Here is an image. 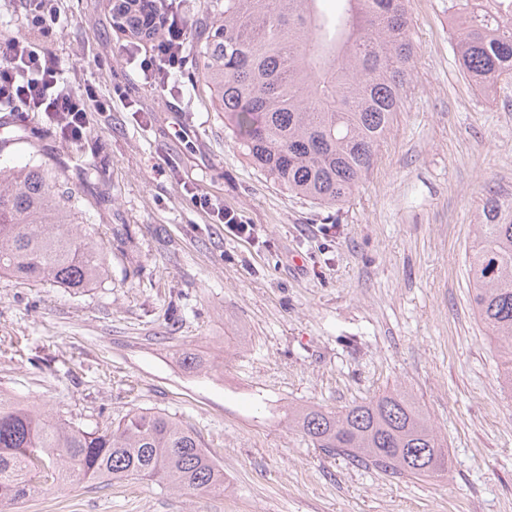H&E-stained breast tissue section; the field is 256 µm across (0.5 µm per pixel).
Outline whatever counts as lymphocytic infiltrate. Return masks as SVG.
Segmentation results:
<instances>
[{
	"instance_id": "1",
	"label": "lymphocytic infiltrate",
	"mask_w": 512,
	"mask_h": 512,
	"mask_svg": "<svg viewBox=\"0 0 512 512\" xmlns=\"http://www.w3.org/2000/svg\"><path fill=\"white\" fill-rule=\"evenodd\" d=\"M29 29L26 35L0 43V103L20 101L51 113L63 136L80 141L89 108L108 111V103L94 101L92 93L71 90L61 77L59 60L44 52L41 42L57 22L45 0H28ZM151 48L140 63L143 73H152L157 63L179 68L188 40L186 17L178 0H157L153 12Z\"/></svg>"
}]
</instances>
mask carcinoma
I'll return each instance as SVG.
<instances>
[{"instance_id": "carcinoma-1", "label": "carcinoma", "mask_w": 512, "mask_h": 512, "mask_svg": "<svg viewBox=\"0 0 512 512\" xmlns=\"http://www.w3.org/2000/svg\"><path fill=\"white\" fill-rule=\"evenodd\" d=\"M207 0L191 34L198 80L224 113L241 153L267 179L314 203L345 201L372 165L412 72L406 0ZM463 74L483 94L512 73V0H462ZM62 173L43 163L0 169V277L80 290L107 275L102 243ZM471 307L501 357L512 399V197L488 190L468 263ZM317 447L409 480L448 470L430 417L400 389L338 411L288 409ZM151 481L184 494H221L224 469L182 422L135 409L93 428L0 393V505L74 483Z\"/></svg>"}]
</instances>
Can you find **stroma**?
Returning a JSON list of instances; mask_svg holds the SVG:
<instances>
[{"mask_svg": "<svg viewBox=\"0 0 512 512\" xmlns=\"http://www.w3.org/2000/svg\"><path fill=\"white\" fill-rule=\"evenodd\" d=\"M113 0H51L68 86L112 102L78 143L0 105V164L64 171L108 276L83 290L0 277V390L104 425L150 408L194 430L224 493L150 481L71 485L0 512H512V400L475 319L465 256L486 187L512 193V78L464 76L451 0H408L403 106L353 194L328 208L249 164L193 61L155 88ZM254 228L237 236L218 210ZM194 353L201 367H182ZM398 388L430 416L447 473L398 478L315 448L294 405L336 410Z\"/></svg>", "mask_w": 512, "mask_h": 512, "instance_id": "obj_1", "label": "stroma"}]
</instances>
